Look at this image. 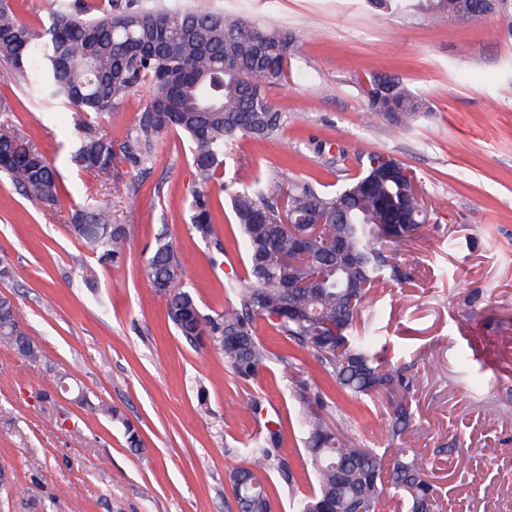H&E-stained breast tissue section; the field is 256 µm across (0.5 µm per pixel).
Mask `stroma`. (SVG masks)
I'll list each match as a JSON object with an SVG mask.
<instances>
[{
    "label": "stroma",
    "instance_id": "35a3bbf8",
    "mask_svg": "<svg viewBox=\"0 0 512 512\" xmlns=\"http://www.w3.org/2000/svg\"><path fill=\"white\" fill-rule=\"evenodd\" d=\"M139 4L297 34L292 77L268 93L289 120L277 140L241 141V180L278 170L333 191L372 151L415 170L429 206L401 251L412 277L379 294L395 360L415 364L410 442L428 461L440 512H512V0L478 20L434 23L381 14L368 0ZM371 72L394 77L427 111L400 123L366 118L357 79ZM149 98L145 87L130 94L101 129L125 139ZM1 109L56 167L61 191L33 204L0 176V260L11 267L0 294L42 350L31 362L0 344V463L13 479L0 512H237L229 474L244 444L279 429L281 454L295 464L302 453L286 369L275 362L237 379L219 351L177 333L141 275L168 227L199 306L222 309L226 279L246 265L226 196L215 199L221 243L206 244L189 230L195 178L183 134L162 135L148 164L117 179L72 163L77 132L66 107L32 97L2 65ZM91 198L126 229L119 264H99L67 226ZM77 388L91 406L74 403ZM255 399L256 415L247 408ZM101 403L138 428L142 448H127ZM339 405L357 446L387 447L386 406Z\"/></svg>",
    "mask_w": 512,
    "mask_h": 512
}]
</instances>
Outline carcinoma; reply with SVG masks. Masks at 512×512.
Returning <instances> with one entry per match:
<instances>
[{
    "mask_svg": "<svg viewBox=\"0 0 512 512\" xmlns=\"http://www.w3.org/2000/svg\"><path fill=\"white\" fill-rule=\"evenodd\" d=\"M470 0H370L388 15L418 14L437 21L468 18ZM91 14L84 0H59L48 27L19 21L0 0V60L12 77L38 97H48L76 111L74 125L85 131L72 155L81 168L112 174L124 165L142 166L152 158L153 142L169 132L185 134L196 186L189 204L190 231L221 247L215 222L213 187L227 192L231 217L243 243L241 276L224 283L233 301L205 313L183 282L176 247L162 228L142 269L154 294L166 300L176 331L193 346L209 345L241 380L255 378L268 364L286 360L257 335L265 319L290 346L308 354L322 376L344 398L386 402V430L395 448H359L348 437L344 411L331 422L335 401L304 371L288 370L287 391L298 405L296 430L304 445L303 468L312 477L310 492L295 499L292 512H438L439 494L427 462L411 449L405 435L414 412L409 402L414 363L388 356L382 336L384 307L374 293L410 275L399 260L400 247L426 222L423 198L413 188L416 176L401 160L370 152L357 157L359 173L345 178L334 192L310 182L295 183L284 173L256 174L250 181H224L240 139L274 140L286 113L275 108L268 89L289 81L295 35L259 27L241 18L185 9L139 10L132 0H107ZM383 79L373 76L364 92L366 112L400 122L425 105L400 86L386 95ZM151 90L135 133L116 145L100 131L98 118L117 109L140 87ZM0 171L34 202L58 199L57 170L25 144L5 119L0 122ZM299 223L287 232L280 222L279 200ZM73 234L98 254L103 264H117L127 236L110 223L96 200L68 218ZM322 225L318 237L300 249L308 225ZM20 311L0 297V344L36 361L41 349L16 328ZM100 412L123 427L130 448L140 447L138 429L115 407ZM281 431H268L247 443L246 464L233 469L230 482L239 512H273L266 476L278 472L295 481L281 455Z\"/></svg>",
    "mask_w": 512,
    "mask_h": 512,
    "instance_id": "obj_1",
    "label": "carcinoma"
}]
</instances>
